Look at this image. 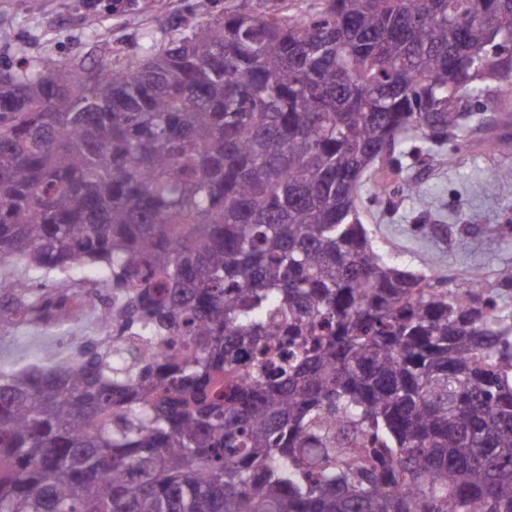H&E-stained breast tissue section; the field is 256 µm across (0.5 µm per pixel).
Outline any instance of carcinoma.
I'll return each mask as SVG.
<instances>
[{"label":"carcinoma","instance_id":"cac0c4a2","mask_svg":"<svg viewBox=\"0 0 512 512\" xmlns=\"http://www.w3.org/2000/svg\"><path fill=\"white\" fill-rule=\"evenodd\" d=\"M512 0H247L139 56L0 68V327L113 334L0 375V512H512V274L452 286L362 223L413 139L512 84ZM181 337L182 352L160 355ZM26 266L24 263L19 261L9 262L5 264L0 263V279H12L17 277H27L28 275L35 279H43L46 278V282L50 283L52 279H55L58 276L54 273H51L49 275H45L43 272L40 271H34Z\"/></svg>","mask_w":512,"mask_h":512}]
</instances>
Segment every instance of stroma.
<instances>
[{
	"mask_svg": "<svg viewBox=\"0 0 512 512\" xmlns=\"http://www.w3.org/2000/svg\"><path fill=\"white\" fill-rule=\"evenodd\" d=\"M225 0H136L127 11L91 12L86 0H0V66L18 52L33 58L66 60L74 56L100 60L101 49L141 54L147 44H161L186 23L223 14ZM490 128L470 134V149L456 161L447 157L409 158L406 172L420 190L424 205L399 196L392 211L362 197L359 204L380 251L402 268L457 280L482 270L488 282L512 273V181L494 195L483 189L487 170L501 157L512 160V117L495 107L486 110ZM96 317L78 322L62 318L44 326L20 324L0 331V373L38 365L45 347L63 337L95 339Z\"/></svg>",
	"mask_w": 512,
	"mask_h": 512,
	"instance_id": "1",
	"label": "stroma"
}]
</instances>
